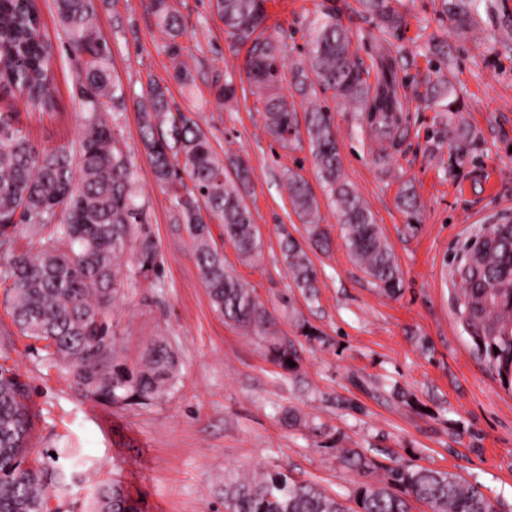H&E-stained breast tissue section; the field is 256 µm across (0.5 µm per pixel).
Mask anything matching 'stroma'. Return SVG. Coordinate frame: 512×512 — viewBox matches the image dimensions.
<instances>
[{
    "mask_svg": "<svg viewBox=\"0 0 512 512\" xmlns=\"http://www.w3.org/2000/svg\"><path fill=\"white\" fill-rule=\"evenodd\" d=\"M53 56L59 110L32 116L16 103L18 126L51 148L75 142L82 110L75 61L53 0H38ZM194 59V87L175 79L166 37L142 0H97V32L110 47L111 71L127 101L112 110L118 137L137 166L144 203L160 252L155 279H124L112 304L117 356L137 365L149 344L167 342L178 360L173 391L150 405L104 406L84 399L67 370L33 353L0 305V364L30 386L36 415L32 444L42 451L70 443L79 471L69 491L53 493L55 512H87L99 480L122 481L137 512H224V471L282 469L352 503L362 473L337 449L354 448L382 464L396 460L453 472L480 485L499 512H512V386L477 354L459 325L453 296L466 246L489 224L512 221V0H476L466 28L442 0H397L399 30L383 29L358 0H267L266 32L280 42L283 92L296 110L331 113L342 170L372 212L403 273L393 298L381 296L350 257L336 209L326 196L306 130L283 144L242 82L245 47L234 44L214 0H173ZM331 13L348 28L369 73L380 56L398 61L402 121L390 138L365 113L320 89L295 84L306 65L314 21ZM236 79L231 104L217 105L216 79ZM168 86L171 104L194 113L224 162L244 159V194L261 236V255L247 260L212 225L227 270L250 288L273 317L269 335L291 338L301 370L271 364L254 331L227 323L211 306L191 241L174 221L169 196L156 182L131 103L149 81ZM445 81L460 107L427 91ZM471 130L462 150L448 146L450 126ZM300 174L318 202L328 251L308 254L319 271L315 298L295 288L279 246L281 229L303 238L304 225L285 187ZM416 215L398 206L405 188ZM316 327L310 341L299 324ZM299 416L289 424L288 410Z\"/></svg>",
    "mask_w": 512,
    "mask_h": 512,
    "instance_id": "obj_1",
    "label": "stroma"
}]
</instances>
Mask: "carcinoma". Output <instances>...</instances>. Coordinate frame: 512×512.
<instances>
[{
  "label": "carcinoma",
  "mask_w": 512,
  "mask_h": 512,
  "mask_svg": "<svg viewBox=\"0 0 512 512\" xmlns=\"http://www.w3.org/2000/svg\"><path fill=\"white\" fill-rule=\"evenodd\" d=\"M364 10L388 28L401 22L395 0H360ZM144 8L167 35L166 48L176 61L175 77L189 87L193 75L181 60L184 29L170 0H143ZM69 50L80 59L77 80L82 132L70 146L40 148L16 127L15 114L0 112V270L3 304L20 335L36 344L48 360L66 368L80 393L97 403L150 405L175 387L177 359L163 340L151 344L144 361L130 368L117 360L115 331L107 312L121 285L122 259L132 252L129 272L144 277L159 266V250L147 211L138 202L134 164L109 119L107 108L125 103L113 81L110 48L94 26L95 0H54ZM214 7L236 44L248 47L245 74L257 90L269 134L286 144L296 129L295 112L279 92L280 44L264 35L266 0H215ZM469 0H455L447 11L465 27ZM352 39L334 17L315 22L307 61L317 85L368 113L380 134L395 127L390 115L398 102L384 88H372L369 73L351 50ZM52 56L41 30L36 0H0V102L19 98L31 114L49 115L57 103L52 90ZM141 141L156 182L176 212V223L192 239L195 260L214 310L224 321L257 332L271 316L237 276L224 268L210 224L245 258L261 252V240L242 191L250 171L238 164L235 177L214 152L200 124L173 109L168 88L147 84L135 100ZM311 153L324 190L336 206L341 237L381 293L403 288L402 272L380 225L342 175V162L328 112L306 117ZM294 212L307 225L308 240L321 248L330 238L318 224V205L307 182L288 177ZM491 224L472 242L458 268L461 286L454 310L476 351L512 385V233L498 237ZM34 243L19 252V239ZM280 249L294 285L314 295L318 269L302 242L282 229ZM270 361L290 373L299 370L294 345L265 337ZM296 366L291 367L288 361ZM36 416L28 385L0 365V512H51L49 486L66 487L58 472V448L32 457ZM345 465L364 474L384 470V479L363 482L354 491L358 510L287 473L254 476L224 473L226 512H412L423 502L431 512H499L476 484L457 474L406 464L379 466L352 448L341 449ZM95 512H137L120 481L99 483Z\"/></svg>",
  "instance_id": "cac0c4a2"
}]
</instances>
